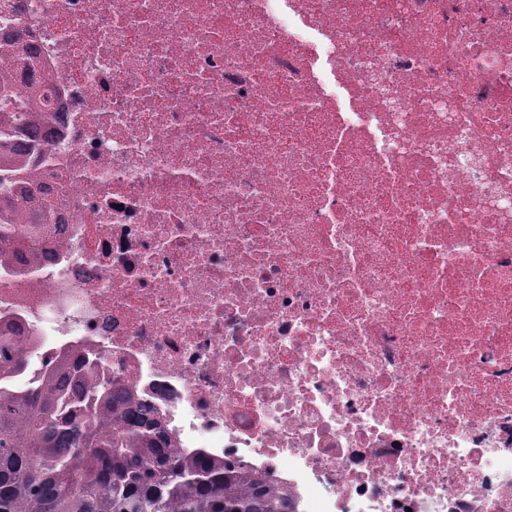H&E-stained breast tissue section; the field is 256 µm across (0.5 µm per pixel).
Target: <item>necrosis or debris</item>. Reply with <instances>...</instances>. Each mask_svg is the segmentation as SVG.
<instances>
[{
	"label": "necrosis or debris",
	"mask_w": 512,
	"mask_h": 512,
	"mask_svg": "<svg viewBox=\"0 0 512 512\" xmlns=\"http://www.w3.org/2000/svg\"><path fill=\"white\" fill-rule=\"evenodd\" d=\"M56 222L0 319L293 512H512V0H0Z\"/></svg>",
	"instance_id": "obj_1"
}]
</instances>
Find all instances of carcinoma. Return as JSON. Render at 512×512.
Instances as JSON below:
<instances>
[{
    "label": "carcinoma",
    "instance_id": "cac0c4a2",
    "mask_svg": "<svg viewBox=\"0 0 512 512\" xmlns=\"http://www.w3.org/2000/svg\"><path fill=\"white\" fill-rule=\"evenodd\" d=\"M44 77L0 69V270L51 216L27 171L41 130L12 100ZM34 347L0 332V512H288L287 494L203 449L183 451L112 380L104 357L72 352L39 367Z\"/></svg>",
    "mask_w": 512,
    "mask_h": 512
}]
</instances>
